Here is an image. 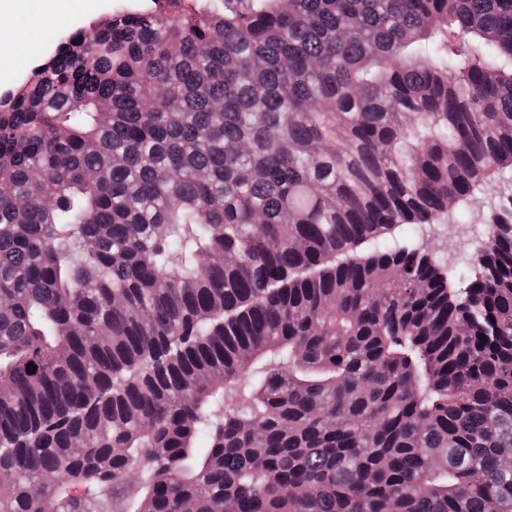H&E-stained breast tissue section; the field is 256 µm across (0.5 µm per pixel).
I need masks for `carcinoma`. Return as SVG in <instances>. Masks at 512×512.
Listing matches in <instances>:
<instances>
[{
	"label": "carcinoma",
	"mask_w": 512,
	"mask_h": 512,
	"mask_svg": "<svg viewBox=\"0 0 512 512\" xmlns=\"http://www.w3.org/2000/svg\"><path fill=\"white\" fill-rule=\"evenodd\" d=\"M182 2L0 104V512H512V0ZM506 194H512L510 182H502L477 192L461 205L467 213L466 224H458L454 213V220L445 219L442 223L426 227L424 238L432 248L448 259V263L455 262L462 253L471 250L472 241L482 233L484 224L491 223L493 201Z\"/></svg>",
	"instance_id": "obj_1"
}]
</instances>
